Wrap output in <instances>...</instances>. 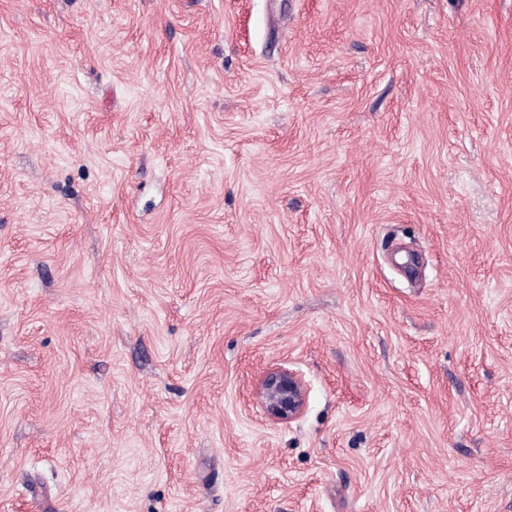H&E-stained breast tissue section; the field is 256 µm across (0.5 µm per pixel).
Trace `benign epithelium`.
<instances>
[{
	"label": "benign epithelium",
	"mask_w": 512,
	"mask_h": 512,
	"mask_svg": "<svg viewBox=\"0 0 512 512\" xmlns=\"http://www.w3.org/2000/svg\"><path fill=\"white\" fill-rule=\"evenodd\" d=\"M257 396L266 417L277 422H290L303 413L307 389L300 374L278 366L262 374Z\"/></svg>",
	"instance_id": "benign-epithelium-1"
}]
</instances>
